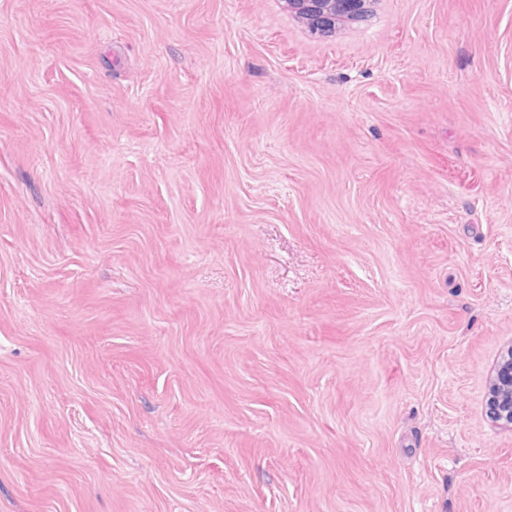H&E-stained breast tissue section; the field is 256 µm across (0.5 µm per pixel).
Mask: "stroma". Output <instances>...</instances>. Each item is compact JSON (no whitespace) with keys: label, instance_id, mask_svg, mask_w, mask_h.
<instances>
[{"label":"stroma","instance_id":"1","mask_svg":"<svg viewBox=\"0 0 512 512\" xmlns=\"http://www.w3.org/2000/svg\"><path fill=\"white\" fill-rule=\"evenodd\" d=\"M512 0H0V512H512ZM288 10L317 35L329 36L341 21H359L371 11L374 0H286ZM485 412L493 424L512 429V344L501 352L489 376Z\"/></svg>","mask_w":512,"mask_h":512}]
</instances>
